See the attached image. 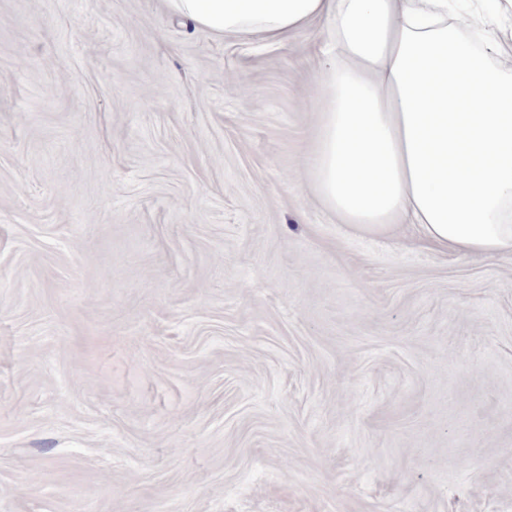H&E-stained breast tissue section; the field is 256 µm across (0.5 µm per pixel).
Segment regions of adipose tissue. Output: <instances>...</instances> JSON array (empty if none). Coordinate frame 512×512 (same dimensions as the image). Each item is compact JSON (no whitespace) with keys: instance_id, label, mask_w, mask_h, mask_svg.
I'll return each instance as SVG.
<instances>
[{"instance_id":"obj_1","label":"adipose tissue","mask_w":512,"mask_h":512,"mask_svg":"<svg viewBox=\"0 0 512 512\" xmlns=\"http://www.w3.org/2000/svg\"><path fill=\"white\" fill-rule=\"evenodd\" d=\"M217 36L276 46L320 23L306 178L338 221L413 225L457 255L512 253V44L448 0H166Z\"/></svg>"}]
</instances>
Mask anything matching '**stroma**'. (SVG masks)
Instances as JSON below:
<instances>
[{
	"instance_id": "obj_1",
	"label": "stroma",
	"mask_w": 512,
	"mask_h": 512,
	"mask_svg": "<svg viewBox=\"0 0 512 512\" xmlns=\"http://www.w3.org/2000/svg\"><path fill=\"white\" fill-rule=\"evenodd\" d=\"M319 30L0 0V512H512V254L321 205Z\"/></svg>"
}]
</instances>
